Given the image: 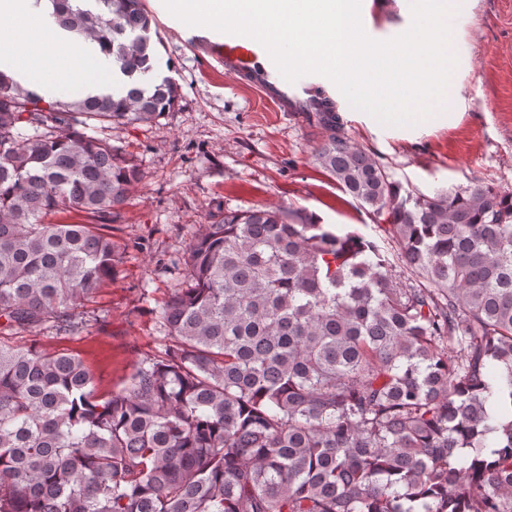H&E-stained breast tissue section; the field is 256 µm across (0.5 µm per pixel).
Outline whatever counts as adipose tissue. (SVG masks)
Wrapping results in <instances>:
<instances>
[{
	"mask_svg": "<svg viewBox=\"0 0 512 512\" xmlns=\"http://www.w3.org/2000/svg\"><path fill=\"white\" fill-rule=\"evenodd\" d=\"M47 0H0V72L53 97L66 87L117 91L124 83L111 57L91 41L73 46Z\"/></svg>",
	"mask_w": 512,
	"mask_h": 512,
	"instance_id": "adipose-tissue-1",
	"label": "adipose tissue"
}]
</instances>
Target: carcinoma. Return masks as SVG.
<instances>
[{
	"instance_id": "carcinoma-1",
	"label": "carcinoma",
	"mask_w": 512,
	"mask_h": 512,
	"mask_svg": "<svg viewBox=\"0 0 512 512\" xmlns=\"http://www.w3.org/2000/svg\"><path fill=\"white\" fill-rule=\"evenodd\" d=\"M50 2L132 87L47 101L0 72V335L68 327L112 280L102 226L142 175L98 132L178 96L140 0ZM321 126L320 166L399 252L226 209L162 309L173 345L123 389L0 343V512H512V192L406 189Z\"/></svg>"
}]
</instances>
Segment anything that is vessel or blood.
<instances>
[{
  "label": "vessel or blood",
  "instance_id": "1",
  "mask_svg": "<svg viewBox=\"0 0 512 512\" xmlns=\"http://www.w3.org/2000/svg\"><path fill=\"white\" fill-rule=\"evenodd\" d=\"M207 51L221 61L225 76L258 92L277 111L304 115L324 111L329 93L323 79L311 74L293 84L286 82L257 41L226 34L221 40L208 42Z\"/></svg>",
  "mask_w": 512,
  "mask_h": 512
}]
</instances>
